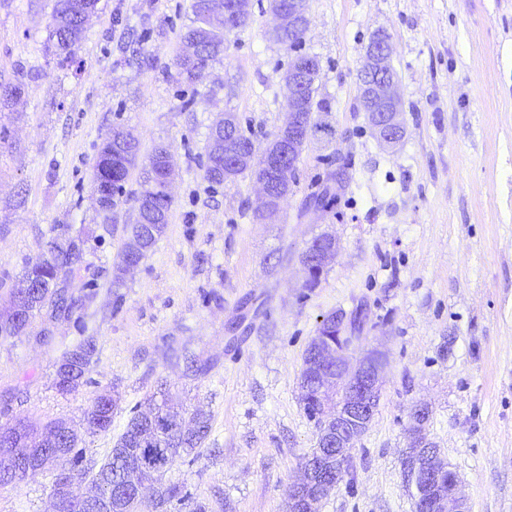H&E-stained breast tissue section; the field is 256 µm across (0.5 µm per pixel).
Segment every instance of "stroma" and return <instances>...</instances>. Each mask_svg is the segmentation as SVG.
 <instances>
[{
	"mask_svg": "<svg viewBox=\"0 0 512 512\" xmlns=\"http://www.w3.org/2000/svg\"><path fill=\"white\" fill-rule=\"evenodd\" d=\"M192 0H99L70 57L48 51L55 0H0V81L24 85L0 105V311L52 227L88 243L69 295H92L80 323L34 319L0 344V424L82 423L98 394L117 402L109 432L87 437L102 462L130 411L167 385L210 419L195 460L168 478L206 512H286L318 430L303 409L305 351L324 315L363 311L352 357L382 347L387 365L366 432L320 512H415L402 460L415 405L425 434L458 476L469 512H512V0H307L304 49L320 60L324 126L307 140L278 219H255L250 178L204 177L210 127L236 112L256 145L288 119L286 52L268 0L194 85L173 66ZM387 35L406 135L379 145L358 105L365 48ZM141 157L169 147L173 203L165 234L122 288L112 267L133 223L137 177L111 229L95 212L92 166L112 127ZM336 205L303 209L330 171ZM339 242L317 287L299 256ZM52 333L40 342L42 330ZM99 352L75 391L55 387L63 350ZM50 473L0 486V512H56Z\"/></svg>",
	"mask_w": 512,
	"mask_h": 512,
	"instance_id": "obj_1",
	"label": "stroma"
}]
</instances>
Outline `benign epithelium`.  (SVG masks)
Listing matches in <instances>:
<instances>
[{
    "instance_id": "1",
    "label": "benign epithelium",
    "mask_w": 512,
    "mask_h": 512,
    "mask_svg": "<svg viewBox=\"0 0 512 512\" xmlns=\"http://www.w3.org/2000/svg\"><path fill=\"white\" fill-rule=\"evenodd\" d=\"M269 14L273 18L269 32L272 38L285 31L290 36L303 33L308 28L306 0H288L286 9L270 0ZM391 55L389 37L377 35L367 46L359 71L361 110L366 113L376 139L387 146L398 144L405 135L398 78L393 76ZM319 74L318 66L310 62L290 68L281 76L288 123L282 127L276 144L266 147L265 157L276 166H288L285 170L288 176L296 172L308 138L311 124L304 115L306 100L309 92L317 88ZM253 183L259 200L258 215L267 219L278 214L273 207L275 182L259 171L254 174ZM336 252V239L331 235L321 236L317 247L301 254L304 273H309L313 265L325 268ZM333 323L336 334L328 336L319 330L312 338L304 372L317 381L315 396L323 401L335 399V407L318 423L315 446L318 462L302 465L301 478L289 489L288 512H319L322 499L336 487L333 475L347 466L349 447L368 428L380 400L386 354L372 348L356 365H351L347 355L353 340L351 318L337 311ZM427 417V407L415 406L405 457L411 469L409 485L414 488L413 495L426 512H468L465 500L459 496L458 481L447 476L445 460L424 438Z\"/></svg>"
}]
</instances>
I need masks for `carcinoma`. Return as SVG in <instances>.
<instances>
[{
    "mask_svg": "<svg viewBox=\"0 0 512 512\" xmlns=\"http://www.w3.org/2000/svg\"><path fill=\"white\" fill-rule=\"evenodd\" d=\"M98 0H56L52 15V30L49 48L63 54L80 39L85 24L83 14L97 9ZM204 0H193L191 24L183 34V44L194 48V58L178 55L173 62L182 82L195 83L201 70L224 58L227 50L224 27L240 29L251 21L229 14L223 25L217 27L206 14ZM304 37L288 38V34L277 37L286 52L293 54L292 61L308 56L301 51ZM164 146L156 147L144 165L141 190L134 196L137 219L125 227L132 245L138 252L123 250L112 269V287L123 285L126 273L133 264H139L165 233L172 196L164 186L166 162ZM139 153V141L129 131L116 127L105 137L98 149L93 165L94 191L112 198V208L101 210L103 223L112 222V214L125 194L124 188L131 170L135 167ZM262 153L256 152L251 161L241 159L238 151L231 155H216L213 148L207 150L205 178L212 184L233 183L240 177L253 176L254 167L261 164ZM87 239L67 229L55 232L40 245L34 262L16 280L27 284V289L39 291V296L25 303L28 319L47 311L49 320L74 319L78 309L86 300L68 296L60 286L62 276L81 266ZM24 334L7 311L0 313V342H7ZM98 354L97 342L89 337L65 350L57 362L56 386L63 392L76 389ZM116 401L112 396L100 394L95 397L83 414L87 434L106 433L112 429V414ZM209 418L201 412L190 415L167 403H148V409L132 411L124 432L111 448L101 464L88 461L84 455V439L78 430L58 419L43 423L17 421L0 425V486L17 484L39 475L46 466H54L51 483L53 497L62 496V485L76 475H91L95 492L87 497L70 499L59 504V512H98L97 503L117 489L127 491L128 500L119 512H135L137 501L133 497L149 491L166 506L175 503L188 512H205L203 505L194 500L182 482L166 479L177 461L193 453L207 438Z\"/></svg>",
    "mask_w": 512,
    "mask_h": 512,
    "instance_id": "1",
    "label": "carcinoma"
}]
</instances>
